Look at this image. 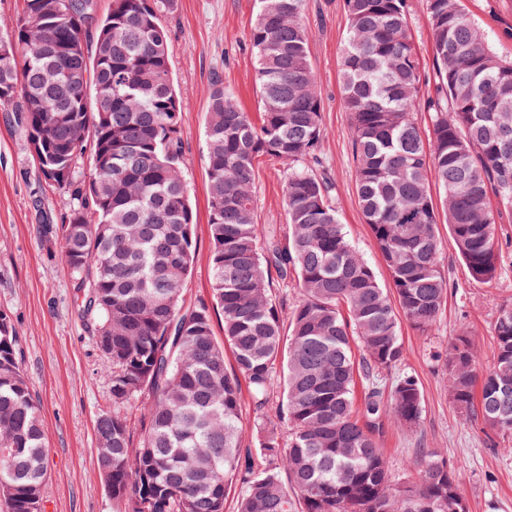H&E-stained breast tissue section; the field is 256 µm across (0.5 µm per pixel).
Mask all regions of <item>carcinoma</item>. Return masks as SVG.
<instances>
[{
	"mask_svg": "<svg viewBox=\"0 0 512 512\" xmlns=\"http://www.w3.org/2000/svg\"><path fill=\"white\" fill-rule=\"evenodd\" d=\"M434 85L422 79L408 0H344L340 63L353 130L355 191L391 277L379 283L351 244L319 150L322 102L303 20L306 0H253L255 121L216 79L204 122L212 295L184 306L195 258L182 175L183 102L169 30L175 0H23L32 26L0 33V111L16 112L25 149L68 208L56 234L110 375L96 420L97 465L114 512H468L452 468L418 449L412 482L391 476L379 418L419 425L415 375L400 370V321L427 334L445 304L440 201L471 275L494 279L512 207V61L498 57L458 0H425ZM431 113L423 138L420 111ZM89 168H84V155ZM261 157L286 168L288 223H258ZM297 288L273 297L269 271ZM496 362L477 371L469 336L447 345L448 393L471 421L512 433V304L493 325ZM229 346L235 366L225 364ZM255 446L242 440L241 384ZM362 383L356 406V383ZM284 424L287 434L278 430ZM45 433L0 313V512H43Z\"/></svg>",
	"mask_w": 512,
	"mask_h": 512,
	"instance_id": "1",
	"label": "carcinoma"
}]
</instances>
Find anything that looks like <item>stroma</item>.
<instances>
[{"instance_id":"stroma-1","label":"stroma","mask_w":512,"mask_h":512,"mask_svg":"<svg viewBox=\"0 0 512 512\" xmlns=\"http://www.w3.org/2000/svg\"><path fill=\"white\" fill-rule=\"evenodd\" d=\"M461 5L489 47L512 58V0H461ZM409 6L410 33L422 77L430 84L434 69L425 0H409ZM252 7V0H176L167 21L172 75L184 107L182 170L196 218V258L184 292L191 306L212 301L204 120L213 79H222L244 111L259 110L249 41ZM304 21L312 32L309 56L323 104L320 152L335 186L336 209L352 244L386 287L389 273L357 202L353 133L341 99L340 55L348 27L344 0H307ZM24 140L22 127L0 112V311L16 325L21 369L42 412L48 455L44 512H113L96 463L95 423L111 406L109 376L90 329L77 314L60 247L39 232L40 211L60 214L68 198L45 181ZM285 176L278 161L260 160L254 188L259 223H287ZM497 228L509 246L497 277L485 282L472 278L447 224L439 223L440 270L449 284L445 305L430 334L401 327L402 368L419 381L422 418L411 431L385 425L381 436L396 479L414 476L417 449L438 450L454 470L469 512H512V435L484 433L457 411L448 394L445 360L447 343L464 332L480 369L496 361L492 325L500 306L512 303V211L502 213Z\"/></svg>"}]
</instances>
